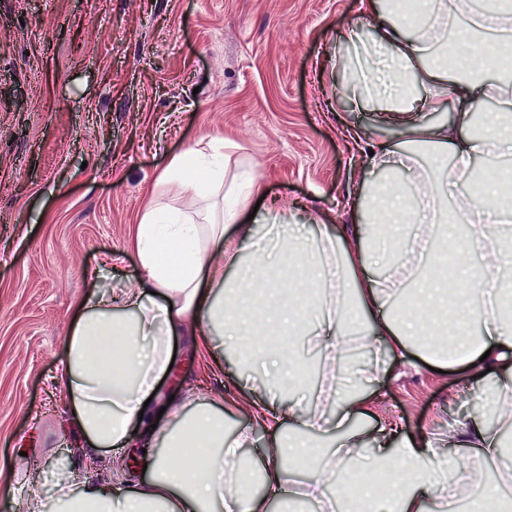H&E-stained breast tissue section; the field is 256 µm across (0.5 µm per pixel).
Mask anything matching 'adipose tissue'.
I'll return each mask as SVG.
<instances>
[{"label": "adipose tissue", "mask_w": 512, "mask_h": 512, "mask_svg": "<svg viewBox=\"0 0 512 512\" xmlns=\"http://www.w3.org/2000/svg\"><path fill=\"white\" fill-rule=\"evenodd\" d=\"M362 13L373 33L346 35L355 58L336 96L381 113L407 135L405 144L390 145L350 131L379 176L345 201L352 212L367 203L365 224L341 236L324 222L306 232L289 223L282 207L255 208L258 184L244 191L224 184L222 141L176 156L159 174L129 240L138 276L120 292L93 290L78 299L56 375L68 395V423L90 448L110 453L112 478L79 483L61 468L49 498L41 471L9 467L7 479L25 483L28 512H267L269 501L291 506L303 499L338 512L357 458L393 472L389 490L360 487L358 502L368 512H431L429 497L444 490L460 500L476 493L489 505L499 500V486L452 451L503 457L501 430L512 428V228L500 224V197L482 177L500 168V146L512 142V72L472 52L483 35L499 32L504 39L493 51L512 53L506 38L512 0H482L478 8L473 0H416L410 13L403 0H362ZM487 98L498 107L478 134L475 105ZM423 110H448L452 118L414 123L413 113ZM424 148L434 158L428 166L419 161ZM405 171L411 181L402 187L397 178ZM185 197L196 208L179 207ZM452 219L466 225L463 237L475 256L459 266L458 277L492 285L495 301L487 309L462 302L450 318L441 302L448 277L435 257L461 237L449 232ZM231 225L236 235H227ZM229 269L234 277H226ZM401 291L404 303L390 308L389 297ZM425 312L434 315L432 324L423 322ZM417 332L428 339L423 361L488 372L484 398L497 412L495 423L460 421L447 435L420 442L398 438L392 423L360 428L377 400L384 356L408 350ZM243 334L270 337L263 353L274 369H287L292 384L304 380L293 337H307L322 359L315 412L284 399L270 381L250 385L234 400V409L266 430L255 460L239 454L247 433L225 434L222 406L200 403L189 392L169 403L157 390L169 372L174 337H201L216 358L225 337ZM357 343L370 350L367 363L353 362ZM286 419L337 438L313 479L291 489L282 480L283 457L306 459L312 451L301 438L282 454ZM134 431L146 446L148 471L136 482L126 478L123 455ZM190 435L199 451L187 460L182 450ZM256 472L263 478L260 493L250 489ZM331 482L337 494L329 499Z\"/></svg>", "instance_id": "1"}]
</instances>
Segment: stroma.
<instances>
[{
  "instance_id": "stroma-1",
  "label": "stroma",
  "mask_w": 512,
  "mask_h": 512,
  "mask_svg": "<svg viewBox=\"0 0 512 512\" xmlns=\"http://www.w3.org/2000/svg\"><path fill=\"white\" fill-rule=\"evenodd\" d=\"M352 29L372 33L360 0H0L1 468L23 453L85 479L78 434L62 423L67 394L53 383L73 302L137 276L126 243L173 157L222 135L225 181L253 173L299 225L361 221L342 202L376 175L342 129L390 144L405 133L376 112L331 111L344 79L336 38ZM121 250V268H109ZM249 342L226 346L223 372L202 384L201 352L175 338L163 393L240 396L266 372ZM378 389L376 421L417 440L486 409L470 371L438 373L411 354L385 358Z\"/></svg>"
}]
</instances>
